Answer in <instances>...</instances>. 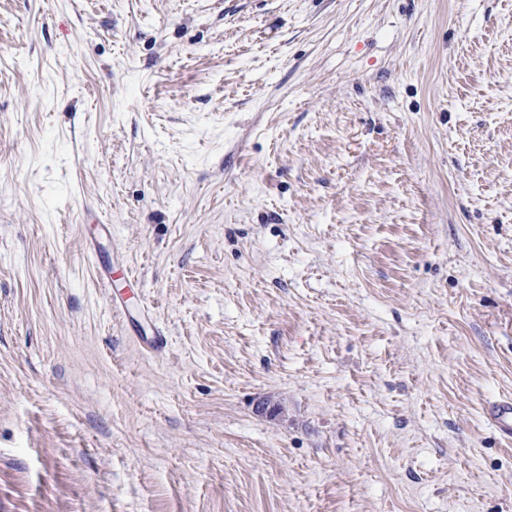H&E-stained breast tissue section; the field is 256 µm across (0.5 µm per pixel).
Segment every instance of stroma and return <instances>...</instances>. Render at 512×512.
<instances>
[{"label":"stroma","instance_id":"obj_1","mask_svg":"<svg viewBox=\"0 0 512 512\" xmlns=\"http://www.w3.org/2000/svg\"><path fill=\"white\" fill-rule=\"evenodd\" d=\"M507 397L512 0H0V512H512ZM487 418L500 433L512 438V401H500L489 405Z\"/></svg>","mask_w":512,"mask_h":512}]
</instances>
